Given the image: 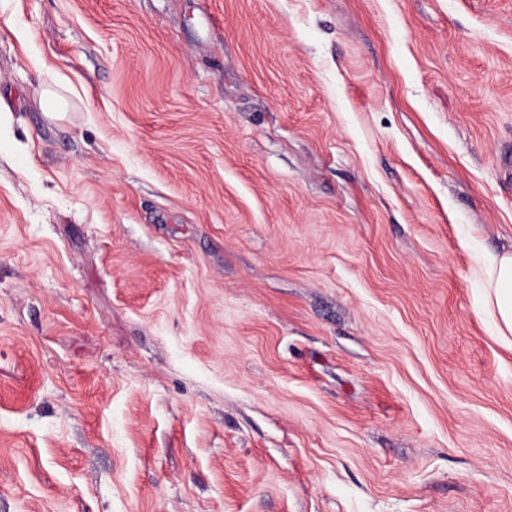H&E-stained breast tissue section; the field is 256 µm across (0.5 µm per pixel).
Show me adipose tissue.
<instances>
[{"label": "adipose tissue", "instance_id": "obj_1", "mask_svg": "<svg viewBox=\"0 0 512 512\" xmlns=\"http://www.w3.org/2000/svg\"><path fill=\"white\" fill-rule=\"evenodd\" d=\"M482 295L478 305L497 322V337L512 342V253H488L480 259Z\"/></svg>", "mask_w": 512, "mask_h": 512}]
</instances>
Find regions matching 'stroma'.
Wrapping results in <instances>:
<instances>
[{
	"mask_svg": "<svg viewBox=\"0 0 512 512\" xmlns=\"http://www.w3.org/2000/svg\"><path fill=\"white\" fill-rule=\"evenodd\" d=\"M0 113V512H512V0H0ZM482 295L478 305L497 322V338L512 346V253L480 259Z\"/></svg>",
	"mask_w": 512,
	"mask_h": 512,
	"instance_id": "stroma-1",
	"label": "stroma"
}]
</instances>
